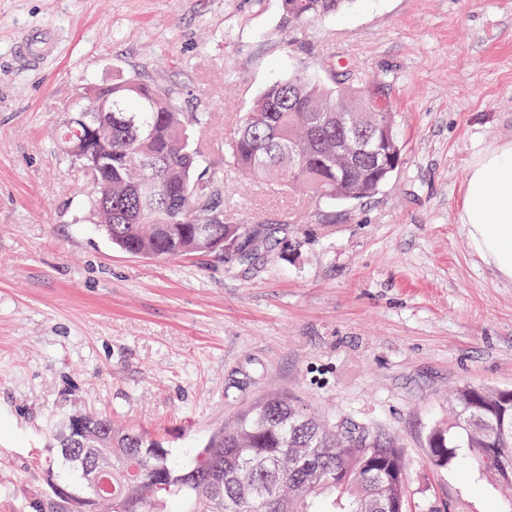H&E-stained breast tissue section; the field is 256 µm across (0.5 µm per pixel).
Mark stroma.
<instances>
[{"mask_svg": "<svg viewBox=\"0 0 512 512\" xmlns=\"http://www.w3.org/2000/svg\"><path fill=\"white\" fill-rule=\"evenodd\" d=\"M51 32L38 66L16 43ZM362 71L399 114L402 162L252 264L141 258L97 228L90 174L53 144L75 91L139 72L207 108L210 155L297 61ZM512 142V0H352L292 32L279 0H0V512L67 479L78 412L183 458L271 394L391 436L409 512H504L466 457L427 459L461 386L512 388V282L457 222L475 152ZM229 215L287 223L298 200L230 172Z\"/></svg>", "mask_w": 512, "mask_h": 512, "instance_id": "stroma-1", "label": "stroma"}]
</instances>
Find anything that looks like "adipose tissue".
<instances>
[{
  "instance_id": "1",
  "label": "adipose tissue",
  "mask_w": 512,
  "mask_h": 512,
  "mask_svg": "<svg viewBox=\"0 0 512 512\" xmlns=\"http://www.w3.org/2000/svg\"><path fill=\"white\" fill-rule=\"evenodd\" d=\"M458 221L474 253L512 281V143L473 157Z\"/></svg>"
}]
</instances>
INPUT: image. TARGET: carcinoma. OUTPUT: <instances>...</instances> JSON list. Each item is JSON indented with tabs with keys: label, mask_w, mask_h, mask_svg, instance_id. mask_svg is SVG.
Instances as JSON below:
<instances>
[{
	"label": "carcinoma",
	"mask_w": 512,
	"mask_h": 512,
	"mask_svg": "<svg viewBox=\"0 0 512 512\" xmlns=\"http://www.w3.org/2000/svg\"><path fill=\"white\" fill-rule=\"evenodd\" d=\"M350 0H280L281 23L302 28L341 11ZM184 91L131 76L81 89L59 132L64 153L112 196H94L98 227L112 244L137 257L200 256L222 251L246 264L268 247L275 224L263 230L224 211V166L273 181L314 205L375 195L394 170L379 160L336 159L344 112L402 161L393 106H376L375 92L350 70L322 73L298 62L288 77L267 85L244 113L227 144L225 163L209 160L197 135L208 112H185ZM112 112V127L87 135L82 113ZM454 416L429 432L430 461L447 466L465 448L471 466L505 493L512 506V399L502 390L462 386ZM61 456L83 484L51 481L50 494L29 512H405L406 463L400 447L360 426L326 423L291 398L275 396L218 430L182 468L158 441L98 415L76 413L59 442ZM486 448L497 450L486 459ZM109 471L110 489L89 485V461Z\"/></svg>",
	"instance_id": "1"
}]
</instances>
